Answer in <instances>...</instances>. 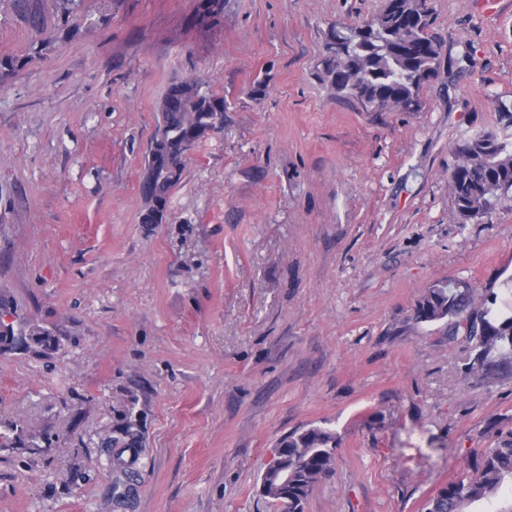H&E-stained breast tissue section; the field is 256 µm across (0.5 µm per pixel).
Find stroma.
I'll use <instances>...</instances> for the list:
<instances>
[{
	"instance_id": "35a3bbf8",
	"label": "stroma",
	"mask_w": 512,
	"mask_h": 512,
	"mask_svg": "<svg viewBox=\"0 0 512 512\" xmlns=\"http://www.w3.org/2000/svg\"><path fill=\"white\" fill-rule=\"evenodd\" d=\"M58 41L0 84V294L57 326L50 356L0 354V512H272L256 483L279 440L327 427L332 476L305 512H423L512 429V378H464L466 350L419 323L426 288L503 292L512 206L453 215L457 142L512 108V0H429L444 61L416 112H369L317 78L329 28L383 0H39ZM35 36L0 0V59ZM223 95L169 219L140 177L167 86ZM141 419L142 474L112 496V407ZM40 439L48 440L31 425L17 422L0 425V448H40Z\"/></svg>"
}]
</instances>
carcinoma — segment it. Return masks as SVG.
I'll list each match as a JSON object with an SVG mask.
<instances>
[{
	"instance_id": "1",
	"label": "carcinoma",
	"mask_w": 512,
	"mask_h": 512,
	"mask_svg": "<svg viewBox=\"0 0 512 512\" xmlns=\"http://www.w3.org/2000/svg\"><path fill=\"white\" fill-rule=\"evenodd\" d=\"M41 39L23 58L0 60V79L23 70L43 56L51 41L45 37L47 20L35 0H15ZM225 0H199L196 17L210 15L216 25ZM432 10L428 0H384L379 13L360 26L331 28L323 48L319 80L336 94L353 98L370 112L398 109L415 112L421 92L441 67V46L431 34ZM224 97L209 84L191 78L171 83L158 105L157 126L164 129L169 148L164 170L142 173L140 194L144 216L157 202L167 203L181 181L186 159L184 139L200 142L208 132L224 130ZM449 183L453 212L464 223L492 216L497 207L512 202V138L494 128L463 138L453 149ZM15 315L9 299L0 296V354H50L59 348L56 327L32 320L6 322ZM414 319L443 322L448 339L460 340L468 351L464 378L478 376L488 382L512 376V292L481 293L456 284L433 285L417 300ZM112 429V495L127 497V484L139 476L135 469L141 448L139 417L133 402L114 409ZM47 440L31 425H0V448H37ZM338 439L330 429L312 426L289 433L279 443L276 459L267 465L257 493L281 512H305L315 486L331 476ZM490 504V512H512V431L500 434L493 447L483 450L463 475L449 481L428 499L425 512H465L473 503Z\"/></svg>"
}]
</instances>
